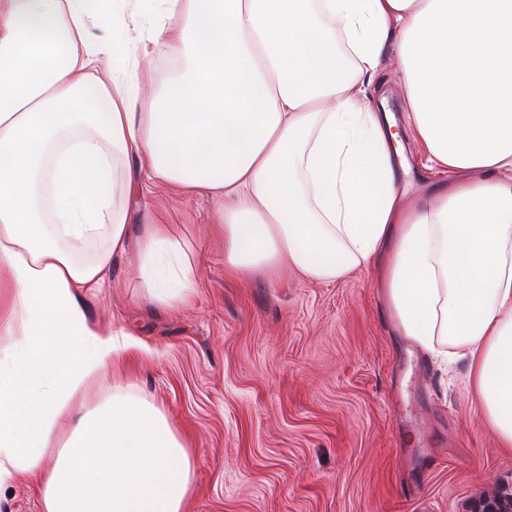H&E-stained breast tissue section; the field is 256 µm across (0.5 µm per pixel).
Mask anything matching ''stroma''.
<instances>
[{
    "mask_svg": "<svg viewBox=\"0 0 512 512\" xmlns=\"http://www.w3.org/2000/svg\"><path fill=\"white\" fill-rule=\"evenodd\" d=\"M94 14L93 33L146 42L152 0H126L120 26ZM413 206L448 175L404 142ZM216 201L144 186L132 231L175 225L193 266L192 303L144 300L136 268L115 261L90 318L139 347L103 369V394L133 388L192 438L194 483L183 512H461L474 497L512 493V448L501 447L468 385L466 360L443 374L400 332L371 267L330 284L295 271L250 282L224 273Z\"/></svg>",
    "mask_w": 512,
    "mask_h": 512,
    "instance_id": "35a3bbf8",
    "label": "stroma"
}]
</instances>
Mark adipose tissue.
<instances>
[{"mask_svg": "<svg viewBox=\"0 0 512 512\" xmlns=\"http://www.w3.org/2000/svg\"><path fill=\"white\" fill-rule=\"evenodd\" d=\"M92 2L0 0V484L33 488L42 512H182L192 491L162 410L120 385L91 397L132 345L87 314L116 259L136 252L152 303L195 294L173 225L130 230L135 162L218 200L231 277L326 284L371 265L403 335L466 359L512 447V0H157L150 48L120 71ZM389 46L403 132L452 176L412 208L395 122L368 96ZM158 53L193 69L150 72L163 98L148 101Z\"/></svg>", "mask_w": 512, "mask_h": 512, "instance_id": "1", "label": "adipose tissue"}]
</instances>
